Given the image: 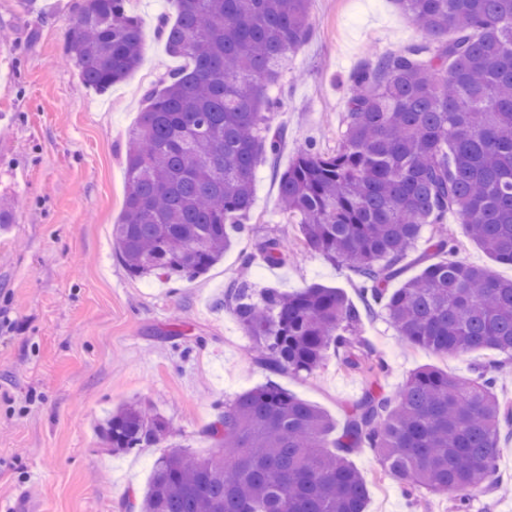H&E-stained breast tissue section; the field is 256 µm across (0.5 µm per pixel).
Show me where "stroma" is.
<instances>
[{"label":"stroma","mask_w":512,"mask_h":512,"mask_svg":"<svg viewBox=\"0 0 512 512\" xmlns=\"http://www.w3.org/2000/svg\"><path fill=\"white\" fill-rule=\"evenodd\" d=\"M82 0H0V204L13 222L0 235V498L27 497L31 512H129L162 451L115 454L96 429L122 404L164 416L171 445L208 455L205 431L237 395L275 383L344 428L365 391L361 375L328 355L314 377L274 373L224 291L234 280L292 292L310 284L343 289L362 309L358 336L386 366L396 392L432 366L462 379L493 360L489 351L440 356L405 345L381 307L366 310L360 279L301 243L279 211L276 170L316 143L335 150L345 129L354 70L420 42L419 26L393 0H311L310 36L289 54L285 93L272 124L284 128L276 166L259 165L253 204L223 259L205 274L166 281L129 275L116 258L112 226L124 210V147L144 108L145 88L179 65L154 35L171 0H130L145 33L144 60L104 94L85 85L64 56V35ZM459 260L512 279L448 217ZM287 240L286 265L257 258L261 242ZM368 487L366 512H458L456 493L406 494L375 453L352 456Z\"/></svg>","instance_id":"stroma-1"}]
</instances>
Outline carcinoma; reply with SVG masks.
<instances>
[{"label":"carcinoma","instance_id":"1","mask_svg":"<svg viewBox=\"0 0 512 512\" xmlns=\"http://www.w3.org/2000/svg\"><path fill=\"white\" fill-rule=\"evenodd\" d=\"M65 36L84 83L105 93L141 64L144 32L128 0H83ZM423 41L353 74L345 130L332 152L308 145L279 175V198L305 247L349 263L401 340L439 355L512 356V280L454 257L457 216L494 261L512 266V0H397ZM157 37L184 65L145 90L125 147V200L116 256L136 278L196 277L244 230L257 166L279 153L272 90L288 53L309 38V0H173ZM423 256L441 260L390 283L424 226ZM269 266L288 262L277 238ZM241 325L272 371L313 375L328 350L360 373L364 398L341 434L332 419L267 384L224 404L207 456H162L132 507L139 512H365L367 484L350 456L369 448L411 488L461 501L498 483L500 427L512 406L494 361L460 379L423 368L393 395L384 365L355 336L359 310L339 288H228ZM114 453L160 448L163 416L138 403L100 427Z\"/></svg>","mask_w":512,"mask_h":512}]
</instances>
